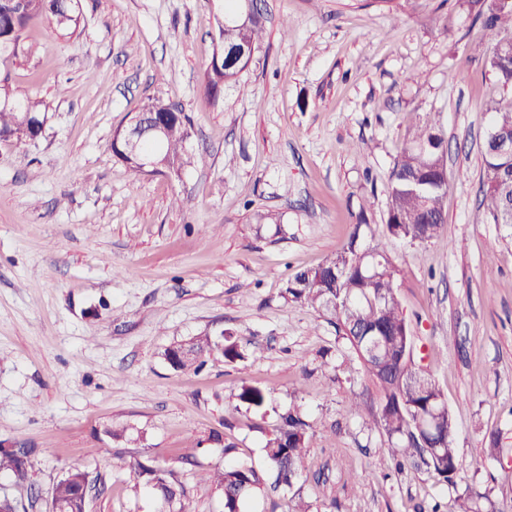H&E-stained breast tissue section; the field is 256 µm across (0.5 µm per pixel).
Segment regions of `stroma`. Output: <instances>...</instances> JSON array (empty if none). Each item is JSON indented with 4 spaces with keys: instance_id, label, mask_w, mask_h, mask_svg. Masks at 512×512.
Returning <instances> with one entry per match:
<instances>
[{
    "instance_id": "obj_1",
    "label": "stroma",
    "mask_w": 512,
    "mask_h": 512,
    "mask_svg": "<svg viewBox=\"0 0 512 512\" xmlns=\"http://www.w3.org/2000/svg\"><path fill=\"white\" fill-rule=\"evenodd\" d=\"M262 4V45L215 104L203 74L224 0H82L74 34L34 22L31 55L0 59V79L47 112L39 138L0 143V445L41 462L23 480L0 474L18 512H48L72 468L95 483L88 512H154L135 459L171 470L192 512H224L205 477L225 444L264 467L262 444L294 404L314 425L292 492L311 512H456L471 489L512 506V238L478 207L488 103L503 95L488 33L458 0ZM155 97L183 108L207 151L178 178L133 175L111 148ZM427 112L448 143L443 239L378 244L456 422L452 485L396 467L368 424L376 381L327 315L280 297L342 248L361 204L385 222L393 162ZM256 210L281 225L251 223ZM224 332L254 357L185 372L163 357ZM245 383L267 392L266 414L239 403ZM112 425L127 441L106 437ZM196 441V465L181 464Z\"/></svg>"
}]
</instances>
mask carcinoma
I'll return each mask as SVG.
<instances>
[{
  "mask_svg": "<svg viewBox=\"0 0 512 512\" xmlns=\"http://www.w3.org/2000/svg\"><path fill=\"white\" fill-rule=\"evenodd\" d=\"M461 6L490 32L487 57L491 70L504 89L512 91V39L499 37L512 29V3L500 0H462ZM230 18L224 28V47L229 51L247 49L237 62L211 59L205 69L204 89L213 102L224 86L235 83L259 50L263 34L262 13L253 8L248 22L239 25L234 4H225ZM82 16L81 0H0V57H18L24 30L30 20L44 17L60 31L75 32ZM44 101L20 98L8 80H0V137L9 142L20 132L42 134L47 120ZM490 131L495 141L485 138L483 155L485 181L480 205L486 220L512 230V156L496 152L494 142H512V96L492 101ZM189 131L183 115L167 125L162 140L144 131L141 149L172 161L182 172L202 161V154L185 146ZM445 141L430 113H425L409 147L395 159L387 198V218L383 224H370L366 205H361L356 223L351 225L342 251L326 258L315 268L295 273L281 291L287 303L317 308L336 324V332L348 340L380 387L377 408L370 411L374 426L387 438L393 458H420L444 482L452 484L458 472L454 447L456 424L448 402L434 378L413 365L414 351L408 323L398 299L400 270L394 259L372 245L388 236L412 244L441 240L446 217L443 197L448 188L444 166ZM217 354L227 362L247 359L249 350L231 336L222 343L208 336H194L170 346L164 359L171 369L198 370L206 359ZM239 401L259 410L266 403L263 389L244 384ZM313 425L298 406L288 407L264 444L266 473L253 464L237 462L210 473L207 480L222 491L224 512H242L248 498L271 486L290 489L299 476ZM32 451L26 448H0V472L9 471L23 479L33 467ZM139 484L157 505L156 512H167L170 504L180 512H190L185 486L163 468L134 460L129 463ZM89 479L81 470L67 472L52 488L55 512H86L87 501L77 496L80 485ZM487 495L477 491L459 498L457 512H480L478 501Z\"/></svg>",
  "mask_w": 512,
  "mask_h": 512,
  "instance_id": "carcinoma-1",
  "label": "carcinoma"
}]
</instances>
